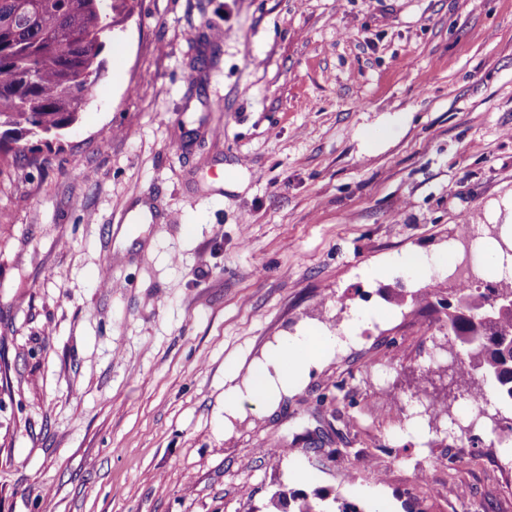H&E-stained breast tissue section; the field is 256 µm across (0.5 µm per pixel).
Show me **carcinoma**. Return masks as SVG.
Returning a JSON list of instances; mask_svg holds the SVG:
<instances>
[{
	"label": "carcinoma",
	"mask_w": 512,
	"mask_h": 512,
	"mask_svg": "<svg viewBox=\"0 0 512 512\" xmlns=\"http://www.w3.org/2000/svg\"><path fill=\"white\" fill-rule=\"evenodd\" d=\"M134 0H0V176L24 164L44 168L50 159L35 138L52 149L60 132L75 124L85 104L78 89L92 87L101 75L107 33L115 16L129 15ZM512 278L501 288L489 285L456 295L427 288L418 313L437 315L446 335L463 353L455 374L470 380L469 394L495 401L497 423L512 425ZM326 496L275 492L271 512H368Z\"/></svg>",
	"instance_id": "carcinoma-1"
}]
</instances>
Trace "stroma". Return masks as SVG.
Here are the masks:
<instances>
[{
    "label": "stroma",
    "instance_id": "stroma-1",
    "mask_svg": "<svg viewBox=\"0 0 512 512\" xmlns=\"http://www.w3.org/2000/svg\"><path fill=\"white\" fill-rule=\"evenodd\" d=\"M102 58L51 168L0 184V512H407L423 475L426 512H512L464 383L413 397L448 347L410 315L462 225L512 227V0H137ZM307 330L336 343L225 419ZM325 336H292L273 347L264 362L251 371L243 389L225 394L224 410L232 412L244 399L271 403L280 392L296 385L308 368L321 359L330 344ZM326 499V495L319 493L309 497L305 493L278 490L269 500V508L273 510L267 512H370L345 500L339 501L338 497L333 498V502L338 504L337 508L331 510V504Z\"/></svg>",
    "mask_w": 512,
    "mask_h": 512
}]
</instances>
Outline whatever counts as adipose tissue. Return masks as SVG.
<instances>
[{
  "label": "adipose tissue",
  "mask_w": 512,
  "mask_h": 512,
  "mask_svg": "<svg viewBox=\"0 0 512 512\" xmlns=\"http://www.w3.org/2000/svg\"><path fill=\"white\" fill-rule=\"evenodd\" d=\"M331 341L323 336H292L273 347L264 362L251 371L243 388L225 394L224 409L233 411L243 400L273 402L296 385L308 368L321 359Z\"/></svg>",
  "instance_id": "obj_1"
}]
</instances>
